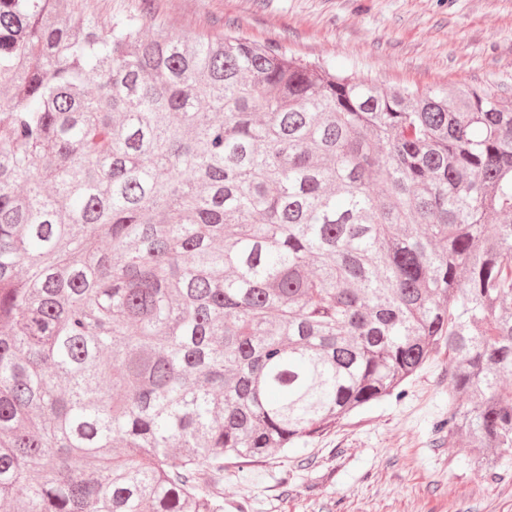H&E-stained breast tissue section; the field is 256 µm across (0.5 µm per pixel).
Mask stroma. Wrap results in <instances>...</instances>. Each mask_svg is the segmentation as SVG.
Wrapping results in <instances>:
<instances>
[{
	"label": "stroma",
	"instance_id": "obj_1",
	"mask_svg": "<svg viewBox=\"0 0 512 512\" xmlns=\"http://www.w3.org/2000/svg\"><path fill=\"white\" fill-rule=\"evenodd\" d=\"M178 36L226 32L421 90L459 84L512 99V0H91ZM307 444L224 463V512H512V462L490 480L448 415V353Z\"/></svg>",
	"mask_w": 512,
	"mask_h": 512
}]
</instances>
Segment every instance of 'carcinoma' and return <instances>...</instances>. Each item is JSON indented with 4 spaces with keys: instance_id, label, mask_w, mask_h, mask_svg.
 Masks as SVG:
<instances>
[{
    "instance_id": "carcinoma-1",
    "label": "carcinoma",
    "mask_w": 512,
    "mask_h": 512,
    "mask_svg": "<svg viewBox=\"0 0 512 512\" xmlns=\"http://www.w3.org/2000/svg\"><path fill=\"white\" fill-rule=\"evenodd\" d=\"M0 0V502L224 512L448 350L470 467L512 459V103L232 33Z\"/></svg>"
}]
</instances>
